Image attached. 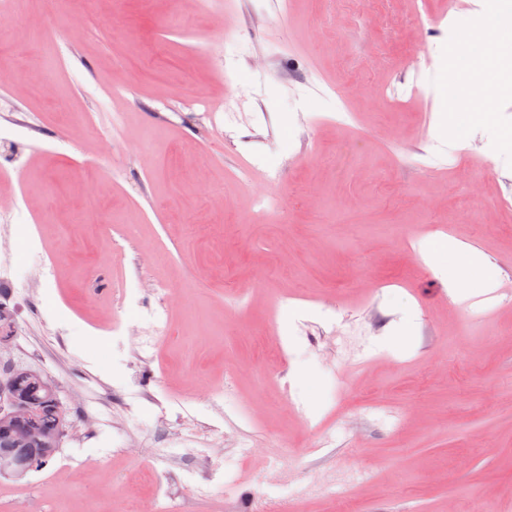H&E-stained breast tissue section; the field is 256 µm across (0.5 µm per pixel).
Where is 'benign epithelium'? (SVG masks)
<instances>
[{
	"mask_svg": "<svg viewBox=\"0 0 512 512\" xmlns=\"http://www.w3.org/2000/svg\"><path fill=\"white\" fill-rule=\"evenodd\" d=\"M14 343L12 315L0 304V351ZM34 406L18 396L15 365L0 355V475L23 477L32 471L35 459L46 453L39 447L29 416Z\"/></svg>",
	"mask_w": 512,
	"mask_h": 512,
	"instance_id": "obj_1",
	"label": "benign epithelium"
}]
</instances>
